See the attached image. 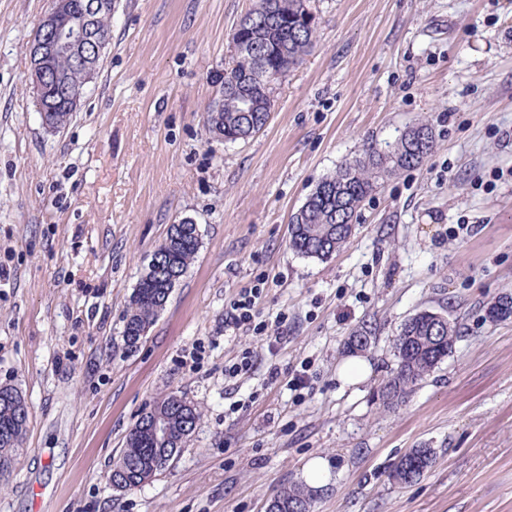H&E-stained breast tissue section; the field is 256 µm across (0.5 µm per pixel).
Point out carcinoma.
Here are the masks:
<instances>
[{"instance_id":"obj_1","label":"carcinoma","mask_w":512,"mask_h":512,"mask_svg":"<svg viewBox=\"0 0 512 512\" xmlns=\"http://www.w3.org/2000/svg\"><path fill=\"white\" fill-rule=\"evenodd\" d=\"M307 0H256L253 10L240 20L232 34L234 48L259 49L258 60L247 67L224 73L216 95L206 109L209 132L229 142L248 140L263 131L271 118V82L299 65L316 41V28L306 24ZM70 91H85L93 82L89 73L76 65L70 55L60 52L51 64ZM248 97L253 111H244L242 97ZM50 119L62 127L73 109L62 96L50 94ZM434 148L431 126L425 120L406 128L385 146H370L341 165L309 194L289 222V245L304 257L326 259L346 245L353 221L363 202L385 179L420 167ZM195 224H172L166 238L154 252L146 272L135 286L124 321L123 342L127 350L138 347L142 338L166 306L172 289L184 276L199 249ZM441 313L422 309L410 317L394 340L396 367L384 383L381 396L388 405L405 402L419 381L430 375L452 353L460 337L458 321L448 320L439 328ZM375 343V332L363 324L354 329L348 346L367 349ZM150 409L166 417L170 435L180 440L194 432L201 412L184 398L168 394L156 398ZM28 419V407L13 388H0V453L19 447ZM162 444L142 420L126 436L117 466L129 471L132 485L141 476L163 469L159 463ZM436 459L432 448H411L392 465L391 479L408 485L420 479ZM316 491L290 485L270 497L272 512H309Z\"/></svg>"}]
</instances>
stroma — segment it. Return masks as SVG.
<instances>
[{"label": "stroma", "mask_w": 512, "mask_h": 512, "mask_svg": "<svg viewBox=\"0 0 512 512\" xmlns=\"http://www.w3.org/2000/svg\"><path fill=\"white\" fill-rule=\"evenodd\" d=\"M50 0H0V385L29 410L0 463V512H265L328 473L313 512H512V0H310L303 62L272 85V119L214 139L204 110L255 0H116L112 39L70 122L42 125L29 43ZM427 119L434 150L368 197L349 245L297 255L289 221L365 147ZM200 248L137 349L133 290L170 225ZM258 288L264 334L228 331ZM458 319L452 354L396 407L380 389L418 310ZM370 324L367 378L345 342ZM249 375L225 377L242 353ZM201 418L169 465L114 491L108 474L152 401ZM436 451L415 483L392 463ZM259 294L258 288H249L239 293L240 299L233 303L224 320V328L250 329L254 317L252 310L255 305V298Z\"/></svg>", "instance_id": "35a3bbf8"}]
</instances>
